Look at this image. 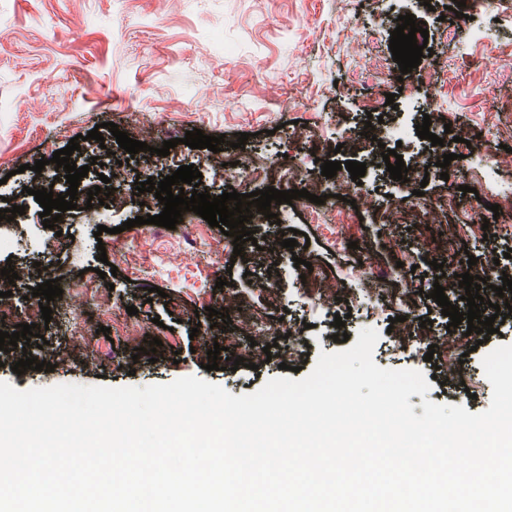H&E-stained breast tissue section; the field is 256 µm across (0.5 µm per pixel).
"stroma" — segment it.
Wrapping results in <instances>:
<instances>
[{
    "label": "stroma",
    "mask_w": 512,
    "mask_h": 512,
    "mask_svg": "<svg viewBox=\"0 0 512 512\" xmlns=\"http://www.w3.org/2000/svg\"><path fill=\"white\" fill-rule=\"evenodd\" d=\"M452 0H0V209L24 207L17 222L0 223V267L18 274L8 302L11 313L0 329L35 324L47 344L28 347V357L54 363L51 372L17 375L0 367V382L16 389L59 384L145 387L196 376L233 395L250 394L282 366L310 372L320 352L342 350L333 336L335 315L357 337L364 328L380 332L373 359L382 368L415 369L430 379L428 396L412 395L415 414L423 400L461 405L469 413L488 408L492 387L481 360L501 344H512V328L500 327L482 345H474L466 325L448 329V319L433 299L418 293L401 305L367 298L370 268H385L400 280L396 264L405 249L425 250L427 258L445 252L477 259L473 274L491 261L512 267L511 245L484 237L479 223L460 224L456 212L466 203L462 186L476 188L485 204H502L512 187V82L495 78L487 57L512 63V0H488L484 15L455 23L460 33L444 39L443 16ZM414 15L440 45L447 74L400 79L389 48L390 33L403 14ZM440 111L458 139L449 152L462 163L449 165L448 181L427 185L391 179L381 168L377 142L362 140L358 129L368 116L384 120V129L403 128L398 153L406 166L436 163L430 140L416 126L424 109ZM103 122L117 124L128 136L149 129L158 138L171 130H203L225 136L230 154L237 134L248 133L244 153L268 163L257 189H283L281 165L309 173V195L324 196L332 182L321 179L324 160L364 163L354 205L332 210L308 197L281 204V224L255 213L250 227L258 248L250 259L233 256V239L188 213L175 229H123V222L152 213L139 197L117 187V209L66 211L59 230L42 225V208L25 194L31 181L24 165L45 160L44 175L55 173L50 160L71 138L84 135L82 157L97 153L88 131ZM320 146L318 156L304 151L285 158L286 135ZM213 153L180 144L168 156L145 163L144 175L163 180L183 165H194L208 183L232 186L240 180L233 167L213 168ZM423 189L436 205L431 225L407 226L397 213ZM105 233H98V226ZM296 229L294 249L281 247L283 231ZM356 242L358 261L334 251L336 238ZM116 266L113 280L97 273L99 253ZM302 266H295V258ZM57 268L61 297L51 306V321L32 315L27 299L34 263ZM319 277L302 281L307 269ZM231 277L233 292L216 286ZM159 295H149L151 287ZM112 301L102 311L96 296ZM229 305L241 334L229 345L224 369L208 370L204 333L208 308ZM135 314H128V306ZM432 323L422 339L411 338L412 312ZM300 327L295 343L277 339V318ZM108 334H101V327ZM161 340L164 353L149 359L144 349ZM254 340V368L235 367L244 341ZM275 357H266L267 345ZM432 361H425L426 350ZM464 356L457 372L448 369L452 353Z\"/></svg>",
    "instance_id": "stroma-1"
}]
</instances>
